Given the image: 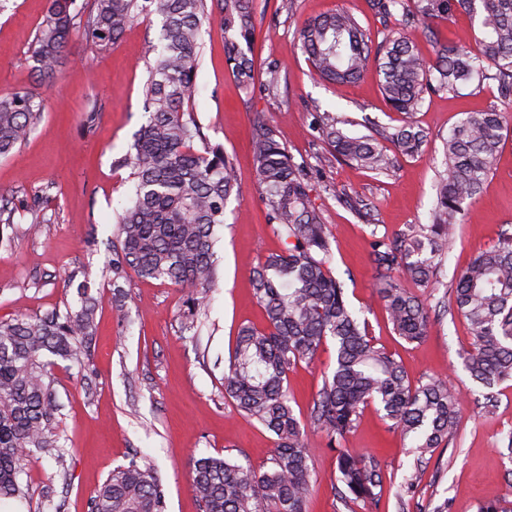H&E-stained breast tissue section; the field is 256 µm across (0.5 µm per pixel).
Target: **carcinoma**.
Here are the masks:
<instances>
[{
	"label": "carcinoma",
	"mask_w": 512,
	"mask_h": 512,
	"mask_svg": "<svg viewBox=\"0 0 512 512\" xmlns=\"http://www.w3.org/2000/svg\"><path fill=\"white\" fill-rule=\"evenodd\" d=\"M255 0H47L29 50L33 70L54 82L57 66L74 29L100 43L117 41L137 17L160 19L159 44L149 46L148 77L142 87L147 122L125 155L113 160L128 169L130 203L117 215V242L108 271L112 287L129 272L184 290L185 332H197L198 312L219 280L214 250L216 228L224 225L227 203L239 197L233 159L220 144L206 141L187 107L200 65L203 26L218 17L224 28V60L249 96L278 89L281 64L271 62L265 79L255 78L249 57L255 38ZM374 19L387 31L378 42L345 11L317 16L299 29L303 52L323 80L344 83L375 64L382 93L406 121L392 133L398 153L413 156L424 131L409 121L425 96L456 92L474 82L493 83L512 97V0H367ZM478 19L480 36L468 49L442 37L432 20L451 21L459 12ZM419 24L435 62L427 65L404 28ZM40 94L17 91L0 96V157L20 145L43 117ZM512 128V113L469 112L444 139L445 171L430 223L396 235L371 231L370 256L382 275L378 297L392 328L409 343L422 341L430 316L422 299L400 279L426 287L443 265L448 229L458 223L464 204L480 195L496 156ZM322 140L349 164L386 174L395 167L375 139L351 137L336 118L318 114L312 123ZM253 152L262 200L284 250L270 253L252 271L256 299L266 327L239 329L224 371V398L276 436L270 465L253 468L226 456H201L192 468V491L201 512H307L312 494L311 431L338 446L335 495L371 508L384 494L381 461L368 451L342 448L365 407L374 405L421 461L458 430L461 394L448 380L430 377L412 383L394 355L369 336L366 321L350 307L342 283L331 272L332 243L322 212L310 198V175L294 162L261 115L253 121ZM39 219V202L22 208L16 196L0 192V224L15 223L19 210ZM79 305L0 321V500L24 501L25 461L31 453L61 457L56 426L59 403L50 357L80 361L95 334L99 299L88 286L77 287ZM447 308L474 331L460 353L471 378L488 390L484 408L497 402L494 389L512 381V234L477 254L455 278ZM336 363L306 419L288 396V374L299 363L314 362L327 341ZM418 476L397 486L401 504L415 500ZM89 512H167L158 472L132 455L112 471L90 498Z\"/></svg>",
	"instance_id": "carcinoma-1"
}]
</instances>
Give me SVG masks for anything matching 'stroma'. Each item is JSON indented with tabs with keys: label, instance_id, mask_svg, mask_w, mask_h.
Segmentation results:
<instances>
[{
	"label": "stroma",
	"instance_id": "stroma-1",
	"mask_svg": "<svg viewBox=\"0 0 512 512\" xmlns=\"http://www.w3.org/2000/svg\"><path fill=\"white\" fill-rule=\"evenodd\" d=\"M45 5L46 0H0V95L31 90L46 104L28 139L0 158V187L16 188L21 199L42 192L51 219L34 236L27 232L30 215L17 213L11 246H0V320L76 306V289L67 283L72 274L87 281L101 302L81 365L61 360L53 369L63 459L30 458L26 502H1L0 512H89L90 497L135 454L158 471L168 512H200L191 489L193 459L221 454L256 468L266 465L274 435L238 411L222 387L239 328L265 325L252 270L261 257L284 248L268 222L250 147L258 113L294 160L310 166L311 198L332 235V272L370 336L401 360L412 382L442 376L462 394L455 437L421 463L374 407L364 410L345 445L373 451L381 461L387 491L377 512H433L445 501L450 512H477L479 504L494 500L512 508V458L501 452L503 436L512 431V382L499 387L493 413H485L482 390L459 356L472 342V331L460 316L443 311L455 275L478 253L498 245L503 232H512V133L477 202L450 230L438 281L418 291L432 315L422 342L410 344L394 333L377 297L379 279L369 257L372 232L394 234L429 223L449 129L469 112L512 113V98H502L493 85L426 96L413 115L428 134L420 152L399 158L393 171L376 174L337 161L311 129L313 117L331 113L347 135L374 138L402 125L403 115L388 107L375 69L349 84L324 82L298 40L304 21L335 9L377 31L366 0H294L289 11L281 0H255L256 75L264 77L273 61L283 67L277 93L263 98H248L228 71L219 23L204 26L190 105L209 139L234 156L241 197L229 201L217 231L221 278L200 317L199 334L192 335L182 330L187 305L179 288L129 275L119 312L104 274L116 236L115 212L130 190L128 170L113 168L112 161L126 153L147 121L144 57L159 38L160 21L139 18L106 46L72 35L57 82L46 86L38 84L28 56ZM92 110L100 119L95 133L87 135L82 120ZM350 197L368 204L369 219L347 205ZM334 366L335 348L328 343L314 363L289 372L295 412L307 415L323 375ZM312 441L314 491L307 512H363L346 507L331 489L337 461L327 437L317 433ZM412 474L419 478L418 503L405 507L393 491Z\"/></svg>",
	"mask_w": 512,
	"mask_h": 512
}]
</instances>
